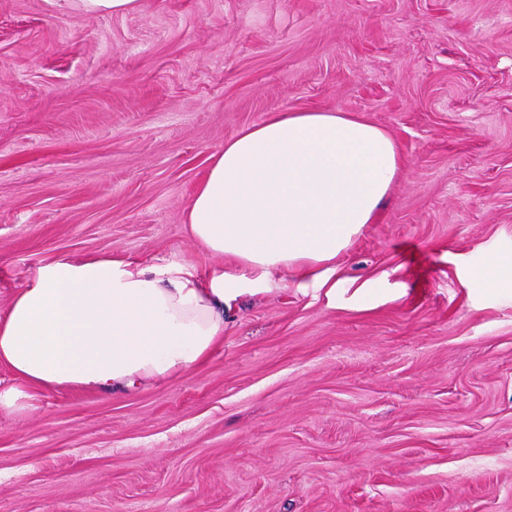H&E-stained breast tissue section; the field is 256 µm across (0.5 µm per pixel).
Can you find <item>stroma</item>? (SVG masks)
Wrapping results in <instances>:
<instances>
[{
	"mask_svg": "<svg viewBox=\"0 0 512 512\" xmlns=\"http://www.w3.org/2000/svg\"><path fill=\"white\" fill-rule=\"evenodd\" d=\"M404 163L336 259L276 272L179 378L0 411V512H512V0H0V314L37 268L225 262L185 216L274 112ZM81 8L92 15H124L137 9L139 0H79ZM471 278L489 288H512V256H490L486 263L471 273Z\"/></svg>",
	"mask_w": 512,
	"mask_h": 512,
	"instance_id": "obj_1",
	"label": "stroma"
}]
</instances>
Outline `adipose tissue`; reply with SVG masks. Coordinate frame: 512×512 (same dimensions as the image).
Instances as JSON below:
<instances>
[{"label": "adipose tissue", "instance_id": "ef3b65f1", "mask_svg": "<svg viewBox=\"0 0 512 512\" xmlns=\"http://www.w3.org/2000/svg\"><path fill=\"white\" fill-rule=\"evenodd\" d=\"M401 168L389 134L345 112H276L244 128L211 156L186 218L192 242L236 273L110 255L40 266L0 316V366L13 378L0 409L61 388L109 394L176 379L272 272L326 285Z\"/></svg>", "mask_w": 512, "mask_h": 512}]
</instances>
